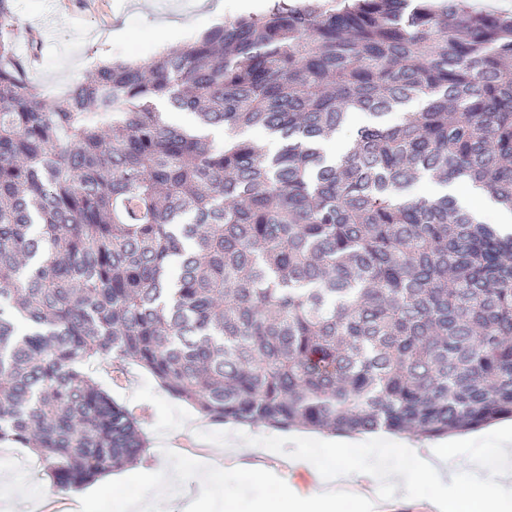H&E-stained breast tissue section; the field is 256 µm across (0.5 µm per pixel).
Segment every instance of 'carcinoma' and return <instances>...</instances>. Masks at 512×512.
Instances as JSON below:
<instances>
[{
	"instance_id": "obj_1",
	"label": "carcinoma",
	"mask_w": 512,
	"mask_h": 512,
	"mask_svg": "<svg viewBox=\"0 0 512 512\" xmlns=\"http://www.w3.org/2000/svg\"><path fill=\"white\" fill-rule=\"evenodd\" d=\"M13 2L0 443L31 449L62 489L137 463L140 418L95 381L102 364L149 372L215 424L425 441L512 418V233L447 194H407L468 181L512 212V14L272 0L49 98ZM353 109L376 122L332 160ZM250 126L276 154L239 136Z\"/></svg>"
}]
</instances>
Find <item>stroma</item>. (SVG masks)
<instances>
[{
	"label": "stroma",
	"mask_w": 512,
	"mask_h": 512,
	"mask_svg": "<svg viewBox=\"0 0 512 512\" xmlns=\"http://www.w3.org/2000/svg\"><path fill=\"white\" fill-rule=\"evenodd\" d=\"M15 11L41 41L39 63L30 79L52 96L82 81L99 63L160 54L161 36H168L170 48L176 49L222 24L224 18L238 15L228 8L223 16H216L202 0H15ZM95 378L140 416L150 447L135 468L128 470L125 481L100 485L89 512H128L129 503L144 496L152 480L172 470L185 471L188 479L167 488L165 498L155 504L157 512H171L186 500L200 499L198 466L205 463L223 471L232 425L209 424L138 367H131L119 386L105 370H97ZM319 439V434L295 429H249L247 460L261 469L262 476L244 484H227L235 512H251L254 501L274 489L300 493L287 465H304L308 444ZM50 504L57 505L59 512L80 508L78 495L58 489L43 475L30 449L1 444L0 512H42Z\"/></svg>",
	"instance_id": "stroma-1"
}]
</instances>
